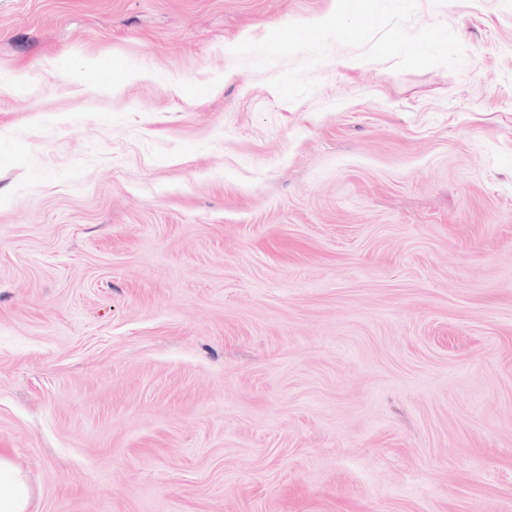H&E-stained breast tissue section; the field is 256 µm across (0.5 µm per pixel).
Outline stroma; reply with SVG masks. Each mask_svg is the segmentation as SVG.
<instances>
[{"label":"stroma","mask_w":512,"mask_h":512,"mask_svg":"<svg viewBox=\"0 0 512 512\" xmlns=\"http://www.w3.org/2000/svg\"><path fill=\"white\" fill-rule=\"evenodd\" d=\"M336 0H0V450L30 512H512V0L460 71L231 52Z\"/></svg>","instance_id":"35a3bbf8"}]
</instances>
